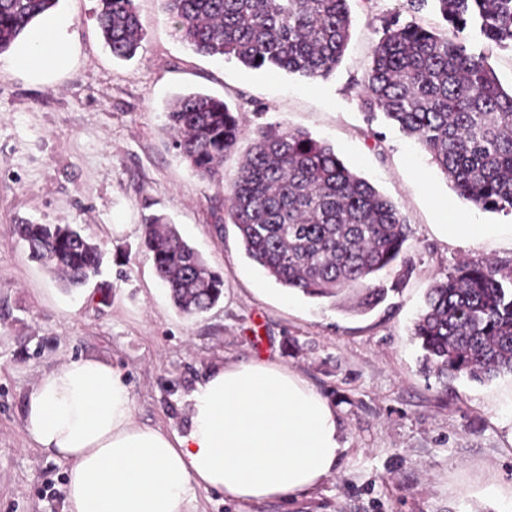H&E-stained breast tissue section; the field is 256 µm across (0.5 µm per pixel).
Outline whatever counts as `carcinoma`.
Instances as JSON below:
<instances>
[{
  "label": "carcinoma",
  "mask_w": 512,
  "mask_h": 512,
  "mask_svg": "<svg viewBox=\"0 0 512 512\" xmlns=\"http://www.w3.org/2000/svg\"><path fill=\"white\" fill-rule=\"evenodd\" d=\"M59 0H0V54ZM181 40L203 56L234 59L310 81L328 79L350 39L352 0H162ZM432 5L446 28L381 20L366 69L361 107L380 114L429 153L464 200L512 213V90L490 59L512 49V0H407ZM97 22L117 60L135 57L144 38L135 0H99ZM174 147L198 175L224 179V157L242 133L239 113L204 94L178 96L167 112ZM225 219L247 256L274 281L305 296L359 291L357 308L384 298L380 274L412 269L409 227L394 202L348 167L334 148L304 130L257 131L225 186ZM13 233L31 258L70 289L99 275L102 251L72 224L20 222ZM144 244L174 306L197 316L215 306L224 278L161 216ZM426 377L442 388L462 376L485 383L512 375V270L489 259L460 263L436 282L414 324Z\"/></svg>",
  "instance_id": "cac0c4a2"
}]
</instances>
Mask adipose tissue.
I'll return each mask as SVG.
<instances>
[{"label": "adipose tissue", "instance_id": "adipose-tissue-1", "mask_svg": "<svg viewBox=\"0 0 512 512\" xmlns=\"http://www.w3.org/2000/svg\"><path fill=\"white\" fill-rule=\"evenodd\" d=\"M63 22L44 18L16 67L57 68ZM189 423L140 424L111 363L79 357L35 383L28 441L69 464L64 512H191L197 490L242 505L308 493L345 449L335 408L296 371L270 359L213 365L190 397Z\"/></svg>", "mask_w": 512, "mask_h": 512}]
</instances>
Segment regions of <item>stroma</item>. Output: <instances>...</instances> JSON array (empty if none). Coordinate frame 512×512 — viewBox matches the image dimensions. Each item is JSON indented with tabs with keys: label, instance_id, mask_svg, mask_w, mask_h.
Listing matches in <instances>:
<instances>
[{
	"label": "stroma",
	"instance_id": "35a3bbf8",
	"mask_svg": "<svg viewBox=\"0 0 512 512\" xmlns=\"http://www.w3.org/2000/svg\"><path fill=\"white\" fill-rule=\"evenodd\" d=\"M135 5L145 38L132 60L105 46L98 0H59L68 54L58 69H16L0 55V512H64L68 465L30 446L25 400L40 376L80 356L110 361L136 421L169 431L187 425L188 397L217 362L270 357L335 407L347 449L315 491L242 507L201 490L194 512H496L482 492H512V445L496 407L512 377L441 388L421 373L411 329L427 289L462 258L512 267L508 236L463 245L440 225L505 228L512 214L460 198L419 144L368 120L359 102L382 18L436 29L441 18L428 7L409 12L406 0H354L342 63L311 83L199 55L161 0ZM192 92L243 115L239 151L270 123L330 144L407 218L412 274L398 285L385 276V299L365 312L352 293L309 298L264 275L224 220L223 187L191 171L172 144L167 108ZM154 215L222 273L224 296L208 312L183 315L159 282L143 245ZM23 220L80 225L104 252L100 281L62 288L13 234Z\"/></svg>",
	"mask_w": 512,
	"mask_h": 512
}]
</instances>
